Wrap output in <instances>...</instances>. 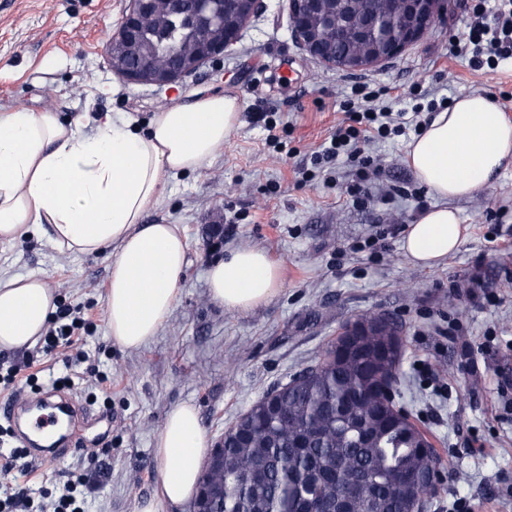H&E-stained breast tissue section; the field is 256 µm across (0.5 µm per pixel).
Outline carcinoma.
<instances>
[{
    "label": "carcinoma",
    "mask_w": 512,
    "mask_h": 512,
    "mask_svg": "<svg viewBox=\"0 0 512 512\" xmlns=\"http://www.w3.org/2000/svg\"><path fill=\"white\" fill-rule=\"evenodd\" d=\"M394 8L389 0H356L352 14ZM192 36L185 10L145 39L154 52ZM362 320L366 327L346 355H324L274 390V407L257 405L224 432L223 470L201 475L212 488L211 512H336V502L361 481L374 512H403L404 495L422 491L415 479L427 472L420 451L426 437L376 393L398 369L402 349L384 351L381 318Z\"/></svg>",
    "instance_id": "obj_1"
}]
</instances>
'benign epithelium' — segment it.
Here are the masks:
<instances>
[{
  "instance_id": "obj_1",
  "label": "benign epithelium",
  "mask_w": 512,
  "mask_h": 512,
  "mask_svg": "<svg viewBox=\"0 0 512 512\" xmlns=\"http://www.w3.org/2000/svg\"><path fill=\"white\" fill-rule=\"evenodd\" d=\"M183 0H128L122 19L107 47L108 63L129 83L159 89L217 62L234 50L244 29L264 10L263 0H188L194 22L193 43L172 46L159 55L143 52L147 25L160 15L182 8ZM412 20L395 30L389 11L375 12L357 24L352 35L367 51L336 56V40H323L318 30L336 31L334 0H288L291 36L310 56L330 68L365 70L395 59L415 45L448 12V0H396Z\"/></svg>"
}]
</instances>
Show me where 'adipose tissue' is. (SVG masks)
Listing matches in <instances>:
<instances>
[{
    "label": "adipose tissue",
    "mask_w": 512,
    "mask_h": 512,
    "mask_svg": "<svg viewBox=\"0 0 512 512\" xmlns=\"http://www.w3.org/2000/svg\"><path fill=\"white\" fill-rule=\"evenodd\" d=\"M240 114L237 96L213 95L164 106L144 130L123 118L83 133L49 111L0 112V244L41 231L61 250H111L109 334L121 348L142 347L175 305L187 254L177 225L147 224L144 214L158 203L164 176L198 171L239 126ZM406 162L440 200L402 243L416 265L430 268L463 239L462 219L448 200L473 195L512 167V120L492 97L461 95L413 139ZM207 280L213 302L247 312L279 293L282 268L265 249L244 246L213 264ZM56 308L43 278L0 280V349L30 347ZM154 448L159 493L137 512L178 507L194 494L208 439L193 405L169 410Z\"/></svg>",
    "instance_id": "obj_1"
}]
</instances>
